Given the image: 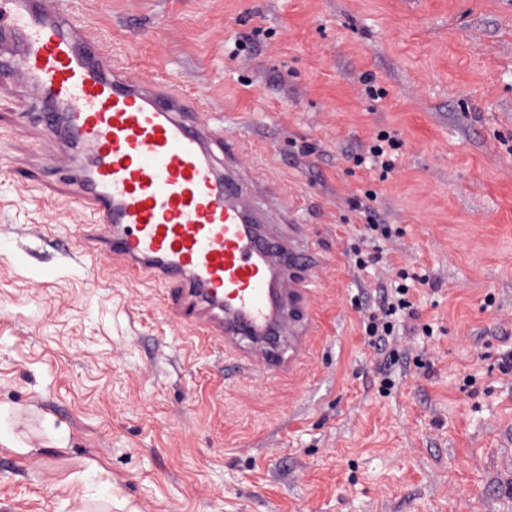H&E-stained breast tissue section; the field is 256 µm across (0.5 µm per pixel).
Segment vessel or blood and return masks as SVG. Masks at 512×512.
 Listing matches in <instances>:
<instances>
[{"label": "vessel or blood", "mask_w": 512, "mask_h": 512, "mask_svg": "<svg viewBox=\"0 0 512 512\" xmlns=\"http://www.w3.org/2000/svg\"><path fill=\"white\" fill-rule=\"evenodd\" d=\"M0 77L67 152L73 232L92 259L169 290L168 318L239 351L242 366L294 377L310 362L315 258L278 233L221 166L224 125L181 93L165 68L133 78L66 0H0Z\"/></svg>", "instance_id": "obj_1"}]
</instances>
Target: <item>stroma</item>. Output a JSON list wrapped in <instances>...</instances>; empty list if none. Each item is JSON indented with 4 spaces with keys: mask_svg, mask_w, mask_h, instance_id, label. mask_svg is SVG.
Masks as SVG:
<instances>
[{
    "mask_svg": "<svg viewBox=\"0 0 512 512\" xmlns=\"http://www.w3.org/2000/svg\"><path fill=\"white\" fill-rule=\"evenodd\" d=\"M69 5L114 63L167 62L223 119L323 263L320 334L292 379L191 344L164 288L85 255L45 171L60 144L1 82L0 405L32 450L0 445V512H71L94 462L112 512H512V0ZM383 130L393 170L356 164ZM402 270L429 282L379 350L367 319Z\"/></svg>",
    "mask_w": 512,
    "mask_h": 512,
    "instance_id": "stroma-1",
    "label": "stroma"
}]
</instances>
